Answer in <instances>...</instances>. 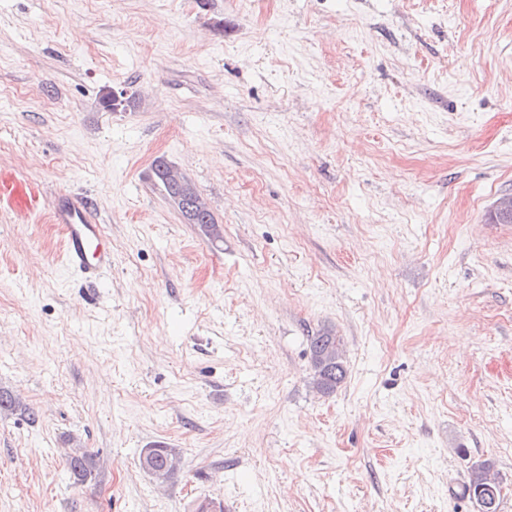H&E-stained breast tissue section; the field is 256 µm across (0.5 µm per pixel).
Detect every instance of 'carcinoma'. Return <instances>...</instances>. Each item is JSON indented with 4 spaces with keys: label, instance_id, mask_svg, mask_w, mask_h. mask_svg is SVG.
Segmentation results:
<instances>
[{
    "label": "carcinoma",
    "instance_id": "carcinoma-1",
    "mask_svg": "<svg viewBox=\"0 0 512 512\" xmlns=\"http://www.w3.org/2000/svg\"><path fill=\"white\" fill-rule=\"evenodd\" d=\"M135 102V94L129 95L125 90L120 92L118 98L110 89H103L99 94V105L107 112L125 111L134 107ZM153 181L164 192V197L178 209L186 223L197 225L213 242L224 239L222 225L217 223L196 188L175 166L163 158L155 160ZM342 346L343 339L332 328H325L310 338L311 383L323 395L335 393L347 378L348 369ZM153 448L155 453L150 474L157 479L170 478L172 472L166 467V459L173 454V449L163 442L154 443ZM68 468L74 478L84 482L95 469L94 455L85 448H73L68 455ZM491 471L492 466L487 462L473 465L463 495L471 499L482 494L493 504L487 512H499L500 482Z\"/></svg>",
    "mask_w": 512,
    "mask_h": 512
}]
</instances>
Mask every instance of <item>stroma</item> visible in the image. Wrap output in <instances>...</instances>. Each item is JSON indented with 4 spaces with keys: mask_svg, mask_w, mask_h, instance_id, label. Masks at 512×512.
I'll return each instance as SVG.
<instances>
[{
    "mask_svg": "<svg viewBox=\"0 0 512 512\" xmlns=\"http://www.w3.org/2000/svg\"><path fill=\"white\" fill-rule=\"evenodd\" d=\"M1 170L43 202L0 201V512H476L486 460L512 512V0H0ZM58 190L112 242L99 287ZM99 105L100 107L107 112H118L126 111L127 108H132L135 106L136 97L135 93L127 95V91L121 89L120 98L117 99L114 94H112V89H102L99 94ZM153 181L174 204L188 224H197L211 241H223L224 230L217 224L212 212L192 183L164 158H157L153 168ZM49 215L59 228L67 265L77 276L93 281L112 268V245L87 197L56 192ZM342 346L343 339L333 328H324L310 338L311 383L322 395L335 393L347 378ZM155 448L153 464L151 465V457L150 455L144 451L140 457V464L142 469H149L152 466V471H147L149 474L153 475L157 479H168L175 472H170L166 465V459L173 454V449L168 448L165 443L156 442L152 446ZM68 468L78 481H86L95 469V456L86 448H70ZM492 466L487 463L475 464L471 468L468 484L464 487V496L468 497L474 504L473 497L477 499L478 494L485 495L492 505L496 496V502L493 507L488 508L485 512H498L501 495L500 482L494 474L491 475Z\"/></svg>",
    "mask_w": 512,
    "mask_h": 512,
    "instance_id": "1",
    "label": "stroma"
}]
</instances>
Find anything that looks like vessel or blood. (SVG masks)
<instances>
[{"label":"vessel or blood","mask_w":512,"mask_h":512,"mask_svg":"<svg viewBox=\"0 0 512 512\" xmlns=\"http://www.w3.org/2000/svg\"><path fill=\"white\" fill-rule=\"evenodd\" d=\"M0 198L18 211L31 205V195L23 183L0 174ZM51 223L57 224L68 266L77 276L93 281L112 267V245L88 198L57 192L49 206Z\"/></svg>","instance_id":"b4317fda"}]
</instances>
